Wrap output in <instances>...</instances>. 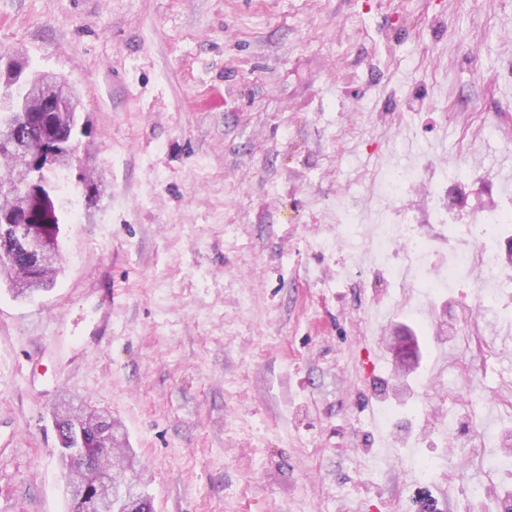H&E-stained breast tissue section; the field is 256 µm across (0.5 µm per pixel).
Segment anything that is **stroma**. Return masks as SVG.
I'll use <instances>...</instances> for the list:
<instances>
[{
    "instance_id": "35a3bbf8",
    "label": "stroma",
    "mask_w": 512,
    "mask_h": 512,
    "mask_svg": "<svg viewBox=\"0 0 512 512\" xmlns=\"http://www.w3.org/2000/svg\"><path fill=\"white\" fill-rule=\"evenodd\" d=\"M0 52L88 123L55 287L0 283V512H67L64 398L121 423L154 512H504L512 266L425 295L373 242L436 277L512 211V0H0ZM35 93L51 101L63 100L65 103H78L71 90V86L66 85L60 78L55 76L48 83L37 86ZM415 178V173L412 169L405 168L402 170L392 171L386 177L383 189L384 193L391 198H398ZM54 425L59 433V457L62 465L65 464L67 466L68 460H70L71 463L74 462L71 458H67V451L70 448H77V427L72 419H56Z\"/></svg>"
}]
</instances>
